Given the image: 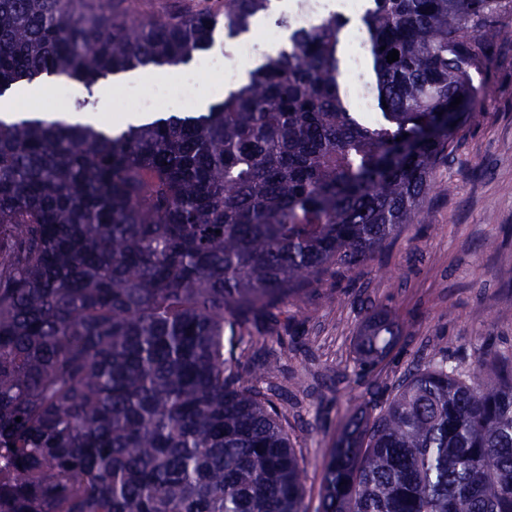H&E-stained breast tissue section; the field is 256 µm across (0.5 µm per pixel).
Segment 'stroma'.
I'll use <instances>...</instances> for the list:
<instances>
[{"instance_id": "35a3bbf8", "label": "stroma", "mask_w": 512, "mask_h": 512, "mask_svg": "<svg viewBox=\"0 0 512 512\" xmlns=\"http://www.w3.org/2000/svg\"><path fill=\"white\" fill-rule=\"evenodd\" d=\"M501 46L473 73L485 99L434 171L426 223L405 226L369 263L330 270L290 302L288 329L259 318L237 356L277 404L305 471L307 512L347 416L375 413L415 364L468 367L512 351V12ZM390 347L369 370L359 341L375 319Z\"/></svg>"}]
</instances>
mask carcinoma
Here are the masks:
<instances>
[{
	"label": "carcinoma",
	"mask_w": 512,
	"mask_h": 512,
	"mask_svg": "<svg viewBox=\"0 0 512 512\" xmlns=\"http://www.w3.org/2000/svg\"><path fill=\"white\" fill-rule=\"evenodd\" d=\"M269 2L134 20L0 0V95L186 63ZM509 8L369 0L372 121L342 92L336 14L206 112L0 120V512H306L300 457L236 348L255 311L426 223ZM320 509L512 512V357L417 365L346 419Z\"/></svg>",
	"instance_id": "cac0c4a2"
}]
</instances>
